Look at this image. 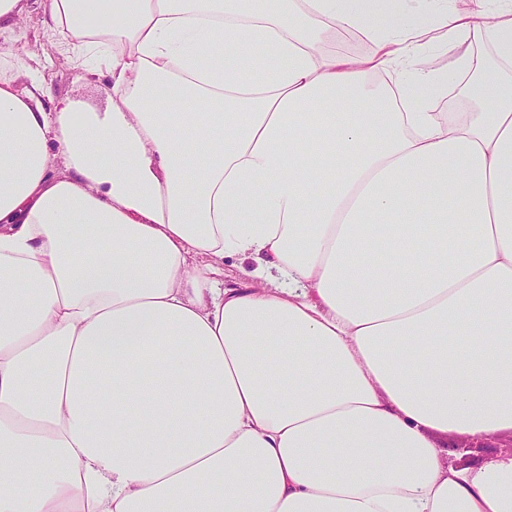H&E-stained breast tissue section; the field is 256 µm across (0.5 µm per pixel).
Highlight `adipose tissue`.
<instances>
[{
    "label": "adipose tissue",
    "instance_id": "adipose-tissue-1",
    "mask_svg": "<svg viewBox=\"0 0 512 512\" xmlns=\"http://www.w3.org/2000/svg\"><path fill=\"white\" fill-rule=\"evenodd\" d=\"M404 3L42 0L103 108L0 43V512H512L444 461L512 434V0Z\"/></svg>",
    "mask_w": 512,
    "mask_h": 512
}]
</instances>
